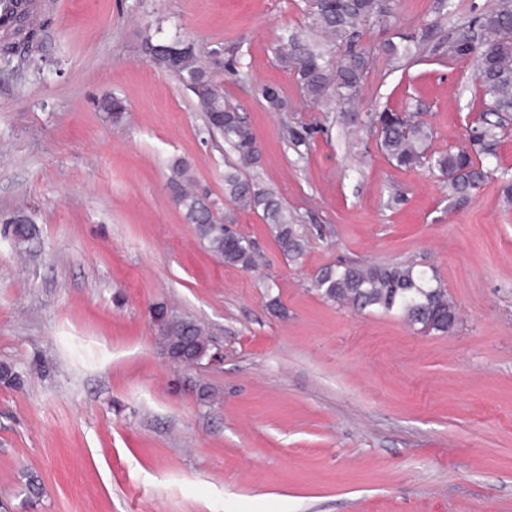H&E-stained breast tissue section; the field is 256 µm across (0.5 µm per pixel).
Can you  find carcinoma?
I'll list each match as a JSON object with an SVG mask.
<instances>
[{
	"mask_svg": "<svg viewBox=\"0 0 512 512\" xmlns=\"http://www.w3.org/2000/svg\"><path fill=\"white\" fill-rule=\"evenodd\" d=\"M396 0H307L308 30L316 41L297 37L279 51V59L293 72L305 101L312 108L325 102L346 105L362 91L368 73V53L360 46L361 28L388 25L396 17ZM30 0H19L8 14L0 16L5 34L0 38V62L11 63L17 47L27 45V65L43 70V29L34 26ZM389 40L383 52L391 61L411 54V34ZM323 42L331 51L318 45ZM141 50L155 65L174 73L189 90L210 134L224 137V143L241 164L258 163L260 149L255 134L238 110L224 99L218 73L236 71L225 63L205 64L197 43L185 37L160 39L145 28ZM435 54L466 59L475 66L474 98L483 105L482 119L470 129L468 146L448 154L429 151L433 133L420 113L405 109L382 110L369 115L376 143L396 167H427L439 172L448 190L462 197L489 181L497 182L503 199L512 202V177L497 172L491 165L497 158L502 130L512 121V0H495L490 9H473L447 39L432 47ZM263 97L273 112L287 111L278 89L266 87ZM96 108L112 124L123 122L127 105L116 95L97 100ZM194 178L187 163L175 160L170 165L168 188L174 204L194 226L208 251L228 266L251 270L255 267V248L250 240L233 231L232 214L219 215L217 203L206 193L192 189ZM224 198L239 210H262L281 252L289 260H301L305 240L273 193L247 178L239 168L224 171ZM37 234L32 216L14 215L12 236L15 247L23 248ZM313 287L329 302L357 312H382L401 316L424 334H444L456 322L457 308L434 270L412 263L393 265L342 263L323 269ZM163 351L178 363L192 364L208 356L211 348L204 324L192 318L164 324L159 334Z\"/></svg>",
	"mask_w": 512,
	"mask_h": 512,
	"instance_id": "cac0c4a2",
	"label": "carcinoma"
}]
</instances>
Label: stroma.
Instances as JSON below:
<instances>
[{
  "label": "stroma",
  "instance_id": "stroma-1",
  "mask_svg": "<svg viewBox=\"0 0 512 512\" xmlns=\"http://www.w3.org/2000/svg\"><path fill=\"white\" fill-rule=\"evenodd\" d=\"M42 2L43 73L0 77V362L21 377L0 383V512H512V203L492 183L460 198L394 167L367 123L410 101L433 151L463 147L480 110L472 62L391 63L382 46L400 31L444 39L494 0H398L396 25L364 27L349 128L307 107L275 55L307 37L304 0ZM150 23L236 67L224 97L260 147L245 174L294 215L300 261L262 211L225 200L237 157L140 53ZM267 86L287 111L269 110ZM112 94L127 102L118 127L92 104ZM301 128L298 151L286 132ZM177 158L234 212L254 269L224 265L187 224L167 187ZM20 210L37 227L21 252ZM406 261L437 272L453 331L424 336L311 286L329 265ZM158 304L208 326L223 363H170Z\"/></svg>",
  "mask_w": 512,
  "mask_h": 512
}]
</instances>
